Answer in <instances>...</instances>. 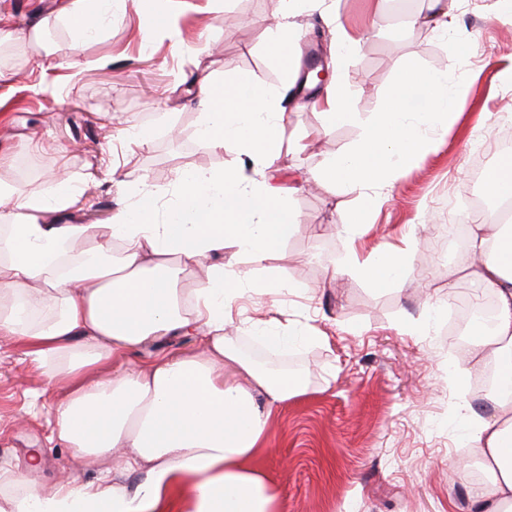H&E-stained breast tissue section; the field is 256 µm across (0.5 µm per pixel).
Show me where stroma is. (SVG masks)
<instances>
[{
  "label": "stroma",
  "mask_w": 512,
  "mask_h": 512,
  "mask_svg": "<svg viewBox=\"0 0 512 512\" xmlns=\"http://www.w3.org/2000/svg\"><path fill=\"white\" fill-rule=\"evenodd\" d=\"M60 0H0V20L28 29L55 12ZM370 0H323L297 23L304 35L292 55L296 70L314 53L325 64L323 80L295 93L283 66L265 49V28L279 17L282 0H161L171 14L170 31L147 37L141 18L127 9L106 35L84 48L80 67L65 66L70 34L48 28L46 46L60 65H33V49L10 47L0 82V152L11 155L0 180L28 196L58 174L81 187V205L52 213L60 224H93L107 233L115 211L140 182L172 199L182 168L221 170L246 164L235 144L212 149L194 137L200 119L198 78L210 72L227 81L244 76L280 92L283 139L272 185L290 190L289 206L300 227L262 265L239 258L245 283L270 277L275 293L250 292L236 305L237 336L252 320L311 325L321 342L296 347L305 373L304 394L274 406L266 452L258 464L278 486L284 512H467L477 492L454 466L469 456L464 429L454 413L460 393L471 392L470 375L457 371L465 351L443 333V303L463 288H449L424 245L447 223L450 203L466 209L471 175L480 153L493 151L503 118L512 114V84L499 71L512 66V12L499 0H458L447 27L424 21L428 0L413 15L384 11ZM361 36L347 58L350 94L360 121L323 127L316 99L336 78V25ZM473 37L454 51L460 30ZM434 72L465 77L455 119L436 134L434 149L402 170L360 226L354 241L339 231L357 192L332 188L312 175L355 146L363 121L379 110L385 91L407 61ZM151 132L147 144L134 135ZM301 149H294V141ZM418 245L409 254L402 287H379L357 274L330 282L324 270L340 264L348 249L360 260L377 252ZM192 336H164L112 366L197 351ZM63 384L50 381L23 343L0 339V464L26 470L51 491L69 461L52 448L47 407L63 398ZM37 470L27 471L30 455Z\"/></svg>",
  "instance_id": "stroma-1"
}]
</instances>
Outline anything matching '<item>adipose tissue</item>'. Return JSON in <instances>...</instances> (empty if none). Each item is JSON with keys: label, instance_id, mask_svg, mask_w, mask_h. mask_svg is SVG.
<instances>
[{"label": "adipose tissue", "instance_id": "adipose-tissue-1", "mask_svg": "<svg viewBox=\"0 0 512 512\" xmlns=\"http://www.w3.org/2000/svg\"><path fill=\"white\" fill-rule=\"evenodd\" d=\"M316 0H284L267 28L270 56L288 61L301 31L293 19ZM134 5L143 28L165 30L170 20L155 0H66L53 19L30 31L0 27V45L24 42L39 51L49 22L66 27L73 50L102 34L117 10ZM336 79L327 88L324 124L355 121L344 65L360 43L337 24ZM196 138L216 150L240 152L271 166L280 157L281 113L276 92L246 77L205 76ZM81 189L65 175L34 195L16 198L0 181V336H14L66 395L50 409L54 440L69 448L70 473L52 494L24 474L0 468V512H281L278 487L258 467L269 408L302 394L295 378L262 371L225 336L231 309L244 294L234 267L239 256L264 261L296 227L284 196L239 169L185 168L176 198L140 184L133 203L117 212L110 232L93 224H54L45 214L70 207ZM206 264L196 287H182L189 266ZM408 254L381 252L371 262L348 251L344 270L372 282L400 285ZM475 291L492 294L491 328L476 329L469 366H493L496 386L484 398L489 413L457 405L465 438L488 473L473 512H512V225L472 224L458 263ZM195 332L199 351L159 357L115 376L118 355L170 333ZM267 407H260L257 393ZM125 449L118 478L83 484L75 477L94 458ZM126 473L142 474L136 486Z\"/></svg>", "mask_w": 512, "mask_h": 512}]
</instances>
